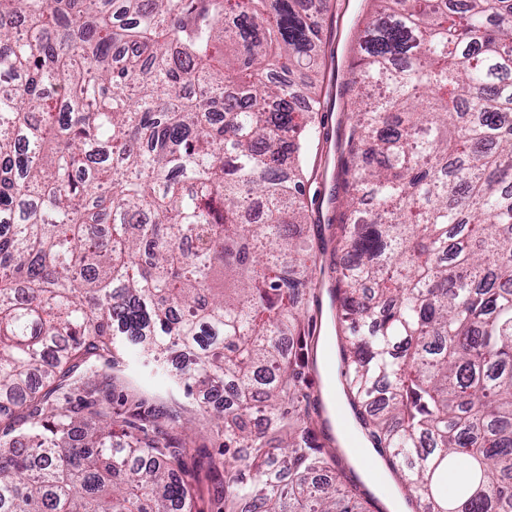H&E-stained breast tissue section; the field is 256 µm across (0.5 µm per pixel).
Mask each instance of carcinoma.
I'll use <instances>...</instances> for the list:
<instances>
[{"instance_id":"obj_1","label":"carcinoma","mask_w":512,"mask_h":512,"mask_svg":"<svg viewBox=\"0 0 512 512\" xmlns=\"http://www.w3.org/2000/svg\"><path fill=\"white\" fill-rule=\"evenodd\" d=\"M376 2L336 379L410 512H512V0ZM322 30L319 0H0V512H193L188 442L112 415L133 359L224 439V512H370L303 407Z\"/></svg>"}]
</instances>
